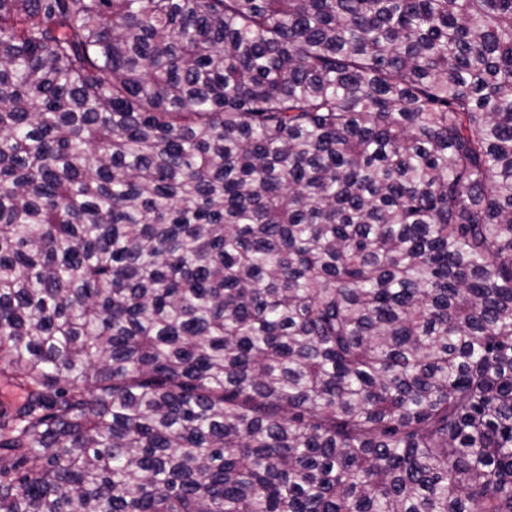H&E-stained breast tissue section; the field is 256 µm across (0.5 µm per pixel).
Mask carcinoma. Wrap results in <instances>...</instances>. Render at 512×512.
<instances>
[{"instance_id":"1","label":"carcinoma","mask_w":512,"mask_h":512,"mask_svg":"<svg viewBox=\"0 0 512 512\" xmlns=\"http://www.w3.org/2000/svg\"><path fill=\"white\" fill-rule=\"evenodd\" d=\"M0 512H512V0H0Z\"/></svg>"}]
</instances>
